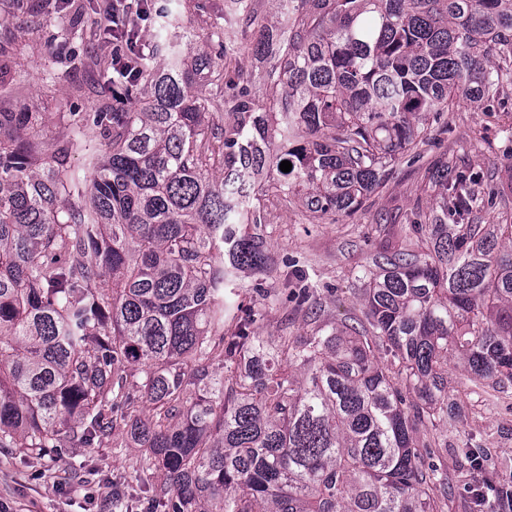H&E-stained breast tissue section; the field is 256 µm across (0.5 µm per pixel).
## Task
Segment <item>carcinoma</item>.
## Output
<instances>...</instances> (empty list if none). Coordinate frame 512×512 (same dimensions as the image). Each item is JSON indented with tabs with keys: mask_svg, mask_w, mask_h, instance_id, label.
<instances>
[{
	"mask_svg": "<svg viewBox=\"0 0 512 512\" xmlns=\"http://www.w3.org/2000/svg\"><path fill=\"white\" fill-rule=\"evenodd\" d=\"M271 2L268 24L230 0L245 28L227 35L221 16L202 38L191 16L207 0H185L130 51L152 0H118L91 30L100 54L70 53L53 79L93 65L133 109L71 112L49 142L34 102L0 111V448L117 434L161 472L116 488L140 512H445L460 492L469 512H512V477L485 449H464L461 490L448 444L421 439L459 413L448 358L512 384V224L467 223L475 179L427 169L440 213L370 255L362 317L269 340L265 289L235 300L243 274L269 273L270 242L248 231L268 198L351 216L429 119L494 97L512 0ZM55 8L81 20L101 2ZM15 52L0 36V94L24 79L4 66ZM242 58L262 93L238 80ZM308 281L285 301L308 303Z\"/></svg>",
	"mask_w": 512,
	"mask_h": 512,
	"instance_id": "carcinoma-1",
	"label": "carcinoma"
}]
</instances>
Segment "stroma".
<instances>
[{
	"label": "stroma",
	"instance_id": "stroma-1",
	"mask_svg": "<svg viewBox=\"0 0 512 512\" xmlns=\"http://www.w3.org/2000/svg\"><path fill=\"white\" fill-rule=\"evenodd\" d=\"M71 29L70 18L61 12L19 16L0 8V32L10 33L18 46L12 68L24 76L10 95L0 98V110L35 101L43 114L38 131L46 139L66 134L63 112H89L112 99L101 88L79 99L70 84L47 80V73L60 66L59 54L73 46ZM49 43L58 56L46 52ZM439 158L455 170L479 176L470 223L512 224L511 82L500 84L484 109L460 101L441 120L430 122L424 142L390 166L384 186L353 215L318 220L300 206L268 202L262 230L271 243L273 268L263 279L264 288L279 293L293 264L308 269L317 288L312 309L266 307L258 334L274 339L302 333L319 320L360 314L356 275L361 266L385 241L395 239L402 225L437 209L440 192L423 174ZM448 396L460 407L458 417L441 432L449 448L477 445L493 462L512 464V386L502 390L469 381L452 361ZM154 473L144 449L117 447L109 437L90 448H56L40 455L0 448V512H114L113 485L133 491Z\"/></svg>",
	"mask_w": 512,
	"mask_h": 512
}]
</instances>
